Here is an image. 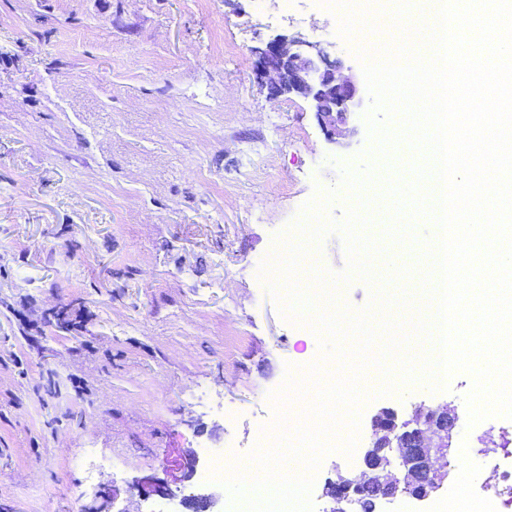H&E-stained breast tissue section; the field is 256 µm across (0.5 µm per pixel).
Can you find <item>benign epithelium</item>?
<instances>
[{
  "instance_id": "1",
  "label": "benign epithelium",
  "mask_w": 512,
  "mask_h": 512,
  "mask_svg": "<svg viewBox=\"0 0 512 512\" xmlns=\"http://www.w3.org/2000/svg\"><path fill=\"white\" fill-rule=\"evenodd\" d=\"M253 54L256 80L269 97L298 96L307 100L320 126L333 141L352 132L349 119L361 110L362 99L356 82L338 75L336 62L331 60L326 47L296 33L276 35L255 47ZM420 413L419 419L401 427L396 426L393 414L388 412L378 416L374 424L393 432L398 428L407 432L422 431L430 442L416 449L411 464L426 469L431 456L429 446L453 447V429L448 427L447 418L439 410L428 408ZM352 486L350 476L336 473L338 497L330 498V507L324 512H336L337 505L352 502L356 497L351 492ZM185 504L197 512H212L214 500L210 495L193 494L185 498Z\"/></svg>"
}]
</instances>
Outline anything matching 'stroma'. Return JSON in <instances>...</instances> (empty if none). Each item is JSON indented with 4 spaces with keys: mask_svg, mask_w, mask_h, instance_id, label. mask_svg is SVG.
Returning <instances> with one entry per match:
<instances>
[{
    "mask_svg": "<svg viewBox=\"0 0 512 512\" xmlns=\"http://www.w3.org/2000/svg\"><path fill=\"white\" fill-rule=\"evenodd\" d=\"M338 27L305 0H0V512L228 498L204 448L249 452L288 367L320 356L259 266L338 162H381L362 114L334 143L305 100L269 99L252 49L299 32L363 80ZM369 216L410 270L391 316L424 314L426 225ZM364 384L366 434L469 392Z\"/></svg>",
    "mask_w": 512,
    "mask_h": 512,
    "instance_id": "stroma-1",
    "label": "stroma"
}]
</instances>
